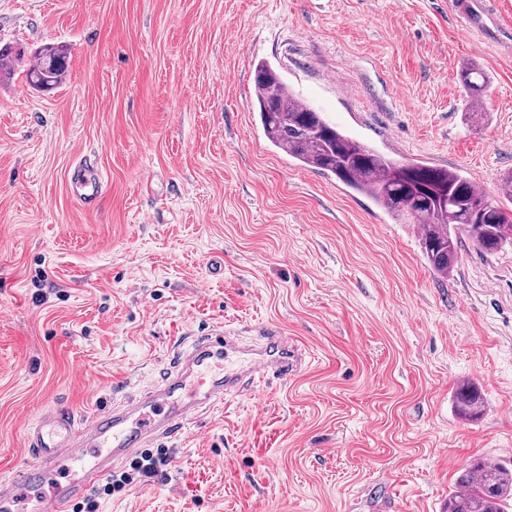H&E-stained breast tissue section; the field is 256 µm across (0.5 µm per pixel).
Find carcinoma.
Segmentation results:
<instances>
[{
  "label": "carcinoma",
  "mask_w": 512,
  "mask_h": 512,
  "mask_svg": "<svg viewBox=\"0 0 512 512\" xmlns=\"http://www.w3.org/2000/svg\"><path fill=\"white\" fill-rule=\"evenodd\" d=\"M27 83L48 90L67 71V49L47 44L34 51ZM459 81L469 111L480 114L487 84L475 62L462 67ZM255 96L267 139L301 166L334 176L349 189L369 196L398 221L420 229L419 244L435 273L446 277L460 258L459 232L474 247L492 253L512 243V209L490 199L460 173L420 162H396L352 139L322 113L297 103L288 86L269 65L255 70ZM455 408L465 419H477L484 401L475 384L457 385ZM512 508V467L477 458L448 494V512H508Z\"/></svg>",
  "instance_id": "1"
}]
</instances>
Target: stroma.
Instances as JSON below:
<instances>
[{"instance_id": "1", "label": "stroma", "mask_w": 512, "mask_h": 512, "mask_svg": "<svg viewBox=\"0 0 512 512\" xmlns=\"http://www.w3.org/2000/svg\"><path fill=\"white\" fill-rule=\"evenodd\" d=\"M68 50L62 83L25 78ZM0 484L49 409L86 419L159 381L177 342L277 327L306 352L166 447L169 478L96 512H446L474 459L512 466V245L434 274L413 225L265 138L269 63L336 126L497 197L512 50L448 0H0ZM488 83L470 117L458 71ZM107 183L68 185L78 154ZM223 260L213 273V260ZM473 382L485 410L459 417ZM33 59L34 63L26 73L30 86L48 90L62 82L67 71V49L64 46L44 45L34 51ZM69 179L77 202L85 208H94L105 188V180L87 156L80 157L70 168ZM455 408L465 419H477L484 411V401L478 388L469 381L460 382L455 392Z\"/></svg>"}]
</instances>
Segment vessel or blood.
Instances as JSON below:
<instances>
[{
    "mask_svg": "<svg viewBox=\"0 0 512 512\" xmlns=\"http://www.w3.org/2000/svg\"><path fill=\"white\" fill-rule=\"evenodd\" d=\"M492 0H455L453 7L465 33L486 42L483 17ZM74 196L83 207H94L105 180L87 157L69 171ZM263 348L241 351L229 332L218 329L179 347L161 381L128 402L77 422L64 408L47 411L27 433L23 463L9 486H0V512H11L14 486L37 499L39 512H69L72 502L125 459L153 441L174 439L195 416L224 404L239 393L243 380L280 381L295 376L304 362L302 349L273 328L262 331ZM70 470L66 482L55 475ZM55 487L43 497L47 482Z\"/></svg>",
    "mask_w": 512,
    "mask_h": 512,
    "instance_id": "obj_1",
    "label": "vessel or blood"
}]
</instances>
